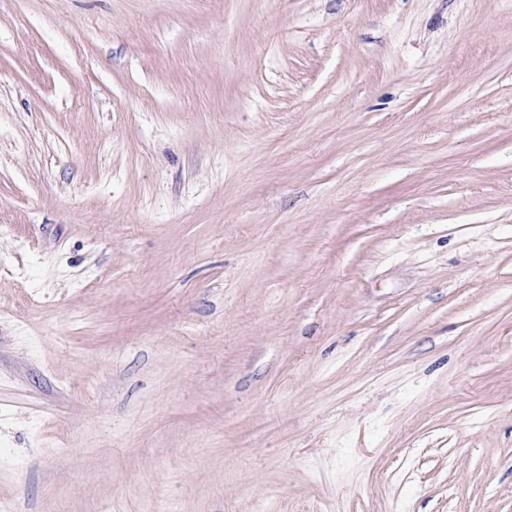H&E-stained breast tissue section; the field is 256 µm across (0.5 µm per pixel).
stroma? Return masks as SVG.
Listing matches in <instances>:
<instances>
[{
    "label": "stroma",
    "mask_w": 512,
    "mask_h": 512,
    "mask_svg": "<svg viewBox=\"0 0 512 512\" xmlns=\"http://www.w3.org/2000/svg\"><path fill=\"white\" fill-rule=\"evenodd\" d=\"M512 512V0H0V504Z\"/></svg>",
    "instance_id": "1"
}]
</instances>
